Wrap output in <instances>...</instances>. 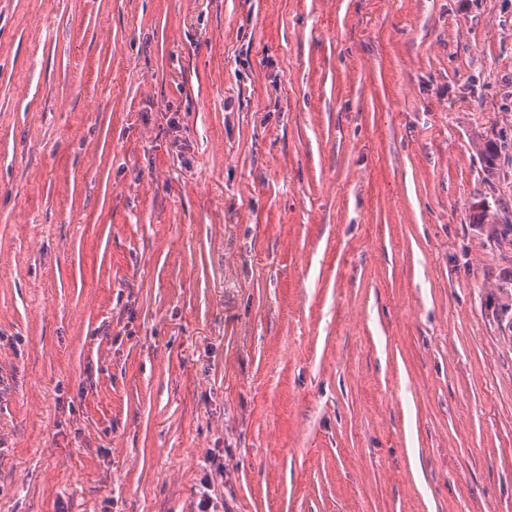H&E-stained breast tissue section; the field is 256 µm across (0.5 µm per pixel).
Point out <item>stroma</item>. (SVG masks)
<instances>
[{"label": "stroma", "mask_w": 512, "mask_h": 512, "mask_svg": "<svg viewBox=\"0 0 512 512\" xmlns=\"http://www.w3.org/2000/svg\"><path fill=\"white\" fill-rule=\"evenodd\" d=\"M506 224L512 0H0V512H512Z\"/></svg>", "instance_id": "obj_1"}]
</instances>
